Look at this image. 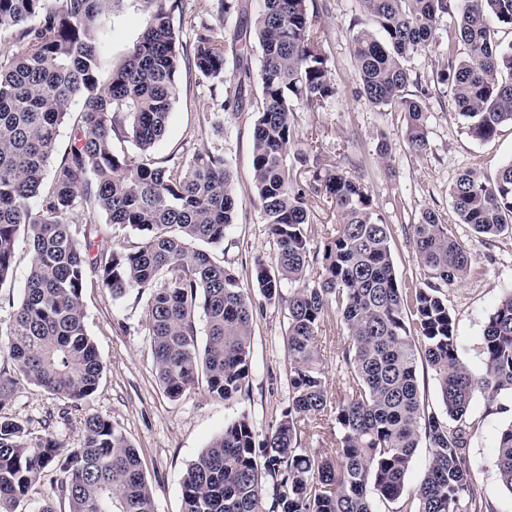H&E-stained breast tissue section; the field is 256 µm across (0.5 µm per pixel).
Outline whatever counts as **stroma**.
Returning a JSON list of instances; mask_svg holds the SVG:
<instances>
[{"label": "stroma", "mask_w": 512, "mask_h": 512, "mask_svg": "<svg viewBox=\"0 0 512 512\" xmlns=\"http://www.w3.org/2000/svg\"><path fill=\"white\" fill-rule=\"evenodd\" d=\"M317 23L328 33L327 52L336 94L323 110L297 112L301 134L316 137L323 163H341L367 187L377 210L392 229L390 241L395 271L409 282L422 276L406 243L404 229L416 223L422 212L452 213L449 190L467 168L479 167L495 174L512 160V124L502 125L491 140L472 138L455 110L449 89L435 85L448 36L449 18H441L436 37L425 52L413 55L405 66L411 74L407 87L412 97L427 107L428 148L417 155L405 140L403 113L369 103L358 92L352 54L351 28L361 21L358 0H315ZM142 16L135 0H124L106 20L102 43L101 74L109 76L139 40ZM179 95L170 113L164 137L153 155L164 161L188 157L204 147L223 148L233 173L239 221L225 234L222 248L213 250L216 261L231 266L244 284H251L255 259H269L270 238L252 181L251 112L224 118L217 133L202 127L204 112L224 99L223 89H210L197 73L180 71ZM387 141L391 161L379 157V141ZM77 238L95 245L133 247L138 233L108 223L104 213L91 211L74 226ZM454 234L471 241L472 274L448 286L444 294L457 321L460 358L471 368L481 365L480 344L484 327L499 301L512 291V232L484 241L475 240L469 225H453ZM32 254L26 236H19L11 277L0 286V326H6L16 303L23 297ZM82 300L85 322L104 364L99 387L79 406L50 395L42 388L20 383L14 397L0 407V414L26 421L31 438L52 432L66 448L79 447L83 422L88 415L109 419L137 449L143 472L152 489L155 512H181L182 478L188 467L225 425L247 417L257 433H267L289 402V364L285 344L287 311L266 304L255 314L249 387L224 401L211 397L206 388L187 390L169 398L160 387L151 351L146 314L147 293L130 292L115 299L95 281H88ZM345 332L328 324L318 335L324 377L329 392L341 391L347 380L336 352ZM473 425L467 453L477 481L495 512H512V494L501 489L493 464L497 433L512 421V397L488 401L476 395L469 414Z\"/></svg>", "instance_id": "35a3bbf8"}]
</instances>
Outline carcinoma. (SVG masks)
Here are the masks:
<instances>
[{
	"mask_svg": "<svg viewBox=\"0 0 512 512\" xmlns=\"http://www.w3.org/2000/svg\"><path fill=\"white\" fill-rule=\"evenodd\" d=\"M122 2L0 0V31H11L17 44L0 58V286L12 273L19 230L33 254L23 298L0 327L12 367H0V408L22 379L74 406L97 391L103 362L82 302L92 277L114 298L150 290L151 350L168 397L203 381L211 396L232 399L249 382L258 295L288 311V408L262 438L245 416L225 425L182 478V512H376L373 498L392 503L403 496L423 441L431 457L409 512H492L466 451L468 414L478 392L490 400L512 395V293L489 317L481 366L471 369L458 355L456 318L442 293L471 275V245L441 214L424 211L406 232L424 282L405 284L393 266L390 225L360 180L340 164L320 163L311 148L295 157L309 180L291 177L287 150L299 136L296 112H318L336 93L325 31L309 0H263L254 32L237 26L228 38L206 21L193 24L190 53L174 25L182 0H136L142 35L102 85L100 34ZM360 2L371 22L350 37L360 93L404 113L409 149L420 155L428 147L425 104L409 97L403 61L432 43L451 0ZM463 2L436 81L450 89L471 136L487 141L501 124H512V44L503 45L492 26L512 29V0ZM214 9L226 24L240 11L238 0H214ZM253 34L261 49L260 93L249 100L253 184L273 252L271 262L255 261L248 288L209 250L192 246L223 247L237 223L224 151L204 148L159 162L153 148L165 133L183 67L225 88L226 99L204 114V124L222 128L225 111H242ZM455 43L466 47L464 58L455 56ZM229 56L233 71L226 69ZM78 100L72 143L54 165L68 106ZM126 140L136 155L118 148ZM312 194L336 212L319 253L310 248ZM450 197L456 221L478 240L512 231V161L493 178L464 171ZM93 208L108 223L138 232L141 243L103 244L90 256L73 224ZM314 260L321 272L308 283ZM332 317L346 331L337 357L348 374L345 390L334 396L317 344ZM420 360L439 385L437 411L421 399ZM322 418L334 423L331 447L301 453L302 424ZM494 465L512 494V421L498 434ZM48 468L59 472L53 490L69 512H154L137 450L106 418L87 416L82 445L65 451L52 433L34 442L25 423L0 416V512H18Z\"/></svg>",
	"mask_w": 512,
	"mask_h": 512,
	"instance_id": "carcinoma-1",
	"label": "carcinoma"
}]
</instances>
